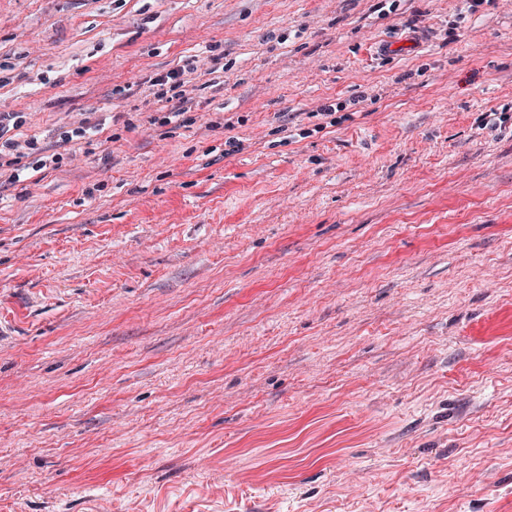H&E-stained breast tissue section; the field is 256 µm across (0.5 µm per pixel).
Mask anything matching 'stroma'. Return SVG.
Wrapping results in <instances>:
<instances>
[{
    "label": "stroma",
    "instance_id": "1",
    "mask_svg": "<svg viewBox=\"0 0 512 512\" xmlns=\"http://www.w3.org/2000/svg\"><path fill=\"white\" fill-rule=\"evenodd\" d=\"M502 110L512 0H0L65 156L0 185V512H512ZM197 60L195 56H191L188 59L180 60L164 77L156 78L152 86H160L161 88L154 93L155 98L158 102L170 103L174 99L180 100L185 96V90H178L184 86V82L180 79L181 76L185 74V72H192L197 70ZM165 86H168V90L164 89ZM171 92V95L168 96V93ZM105 128L101 124L88 126L81 124L77 127L63 129L58 132V137L62 143L82 142L87 145H95L97 148L102 147L105 143L112 140V136L106 137L104 140L99 139V135L104 132Z\"/></svg>",
    "mask_w": 512,
    "mask_h": 512
}]
</instances>
